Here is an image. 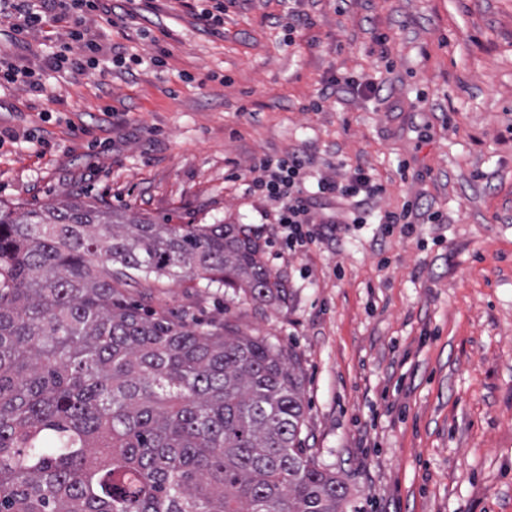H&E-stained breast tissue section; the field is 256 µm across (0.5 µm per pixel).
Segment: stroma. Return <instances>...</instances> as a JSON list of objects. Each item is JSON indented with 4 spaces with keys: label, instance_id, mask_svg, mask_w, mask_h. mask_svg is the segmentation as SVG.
Segmentation results:
<instances>
[{
    "label": "stroma",
    "instance_id": "obj_1",
    "mask_svg": "<svg viewBox=\"0 0 512 512\" xmlns=\"http://www.w3.org/2000/svg\"><path fill=\"white\" fill-rule=\"evenodd\" d=\"M71 3L22 36L0 19V61L29 72L0 86V203L249 225L287 301L199 279L129 301L292 351L306 445L347 512H512V0H230L217 28L201 0H110L94 31L113 55L81 73L44 63L82 53ZM291 9L310 20L292 45ZM336 73L379 96L325 94ZM294 152L312 178L360 166L384 186L364 223L287 248L237 174ZM408 200L417 224L384 231Z\"/></svg>",
    "mask_w": 512,
    "mask_h": 512
}]
</instances>
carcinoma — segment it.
Wrapping results in <instances>:
<instances>
[{
	"mask_svg": "<svg viewBox=\"0 0 512 512\" xmlns=\"http://www.w3.org/2000/svg\"><path fill=\"white\" fill-rule=\"evenodd\" d=\"M261 251L244 224L0 205V512H345L294 353L122 293L188 277L284 301Z\"/></svg>",
	"mask_w": 512,
	"mask_h": 512,
	"instance_id": "cac0c4a2",
	"label": "carcinoma"
}]
</instances>
